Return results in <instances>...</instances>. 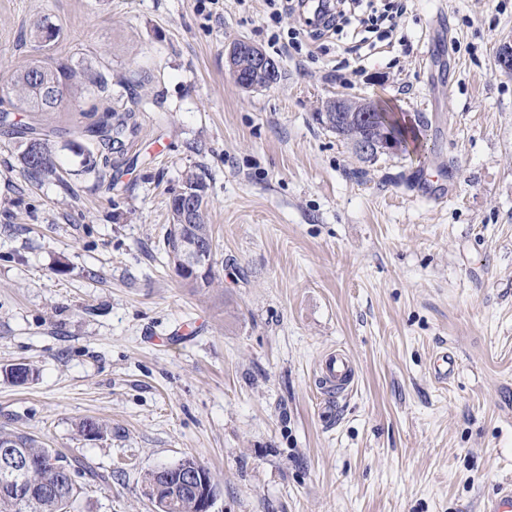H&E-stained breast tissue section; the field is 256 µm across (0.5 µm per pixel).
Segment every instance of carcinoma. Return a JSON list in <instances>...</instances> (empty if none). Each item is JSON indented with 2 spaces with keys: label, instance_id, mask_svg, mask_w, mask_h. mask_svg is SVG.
<instances>
[{
  "label": "carcinoma",
  "instance_id": "obj_1",
  "mask_svg": "<svg viewBox=\"0 0 512 512\" xmlns=\"http://www.w3.org/2000/svg\"><path fill=\"white\" fill-rule=\"evenodd\" d=\"M81 73L64 61L51 56L36 59L17 70L8 86L0 89L16 99V109L29 114L30 120L38 121L39 114L61 109L64 93L79 82ZM89 122L80 134L98 141L114 143L127 129L129 114L119 113L112 105L103 111L93 108L85 113ZM317 123L346 140L352 149H357L361 139L378 136L382 130L403 144V151L416 152L423 147L422 116L415 120H402L389 112H337L335 103L327 102L324 111L315 114ZM21 163L25 171L32 174L53 172L55 163L46 140L31 137L21 152ZM207 186L195 175L184 181L181 193L170 200V228L166 235L168 256L177 275L190 288H209L215 279L213 266L199 269L196 273H184L179 268L182 246L187 242L212 245V225L208 224L205 210L199 209L193 218L185 217V202L191 198L205 199ZM14 446L26 451L30 460L27 483L35 491L36 502L25 506L13 501L12 491L0 481V512H75V504L83 487L77 478L87 477L93 481L106 480L87 461L67 457L53 448H47L34 438L15 433L0 432V450ZM197 464L194 458H184L170 466L165 481L174 488L176 497L171 506H156L157 512H197L194 493L185 485L186 474Z\"/></svg>",
  "mask_w": 512,
  "mask_h": 512
}]
</instances>
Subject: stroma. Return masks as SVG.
<instances>
[{"label":"stroma","instance_id":"1","mask_svg":"<svg viewBox=\"0 0 512 512\" xmlns=\"http://www.w3.org/2000/svg\"><path fill=\"white\" fill-rule=\"evenodd\" d=\"M399 5L355 72L345 36L290 44L299 16L266 0H0V87L45 54L112 77L44 117L57 174L27 175L26 135L0 126V431L110 474L76 512H155L146 473L187 457L213 512H481L512 481V0ZM239 39L278 83L233 82ZM107 92L138 131L90 166L78 130ZM338 97L422 115L426 159L360 161L314 119ZM190 173L214 233L203 290L164 246ZM336 349L356 386L331 400L315 375ZM17 364L34 379L11 383ZM241 58H246L249 62V69L246 71L235 63ZM227 64L228 72L235 83L245 90L260 89L264 84L271 83L278 72L275 83L282 77L277 61L262 48L245 39L235 41L229 46Z\"/></svg>","mask_w":512,"mask_h":512}]
</instances>
